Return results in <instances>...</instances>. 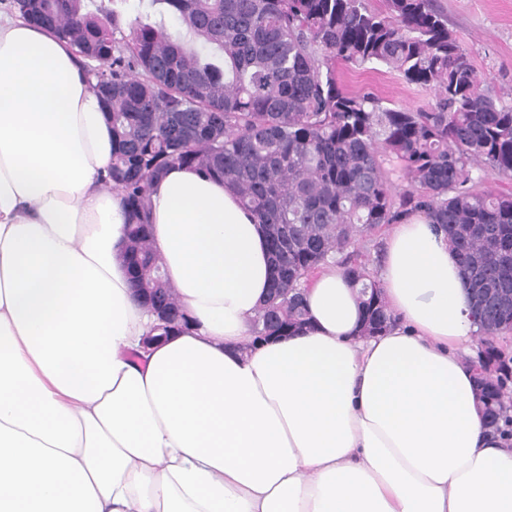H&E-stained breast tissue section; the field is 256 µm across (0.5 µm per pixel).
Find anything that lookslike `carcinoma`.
I'll return each instance as SVG.
<instances>
[{
    "mask_svg": "<svg viewBox=\"0 0 512 512\" xmlns=\"http://www.w3.org/2000/svg\"><path fill=\"white\" fill-rule=\"evenodd\" d=\"M222 64L138 19L83 0H4L46 25L84 59L90 88L112 121L105 184L129 209L125 252L141 295L186 323L150 245L149 194L172 165L224 178L269 232L276 276L254 319L256 336L307 317L304 280L334 261L360 285L361 333L393 318L368 267L354 258L382 224L422 213L460 257L478 326L483 419L512 437V366L493 339L512 328V193L474 188L512 179V101L480 88L470 55L434 0H160ZM385 67L428 88L425 108H396L349 91L337 66ZM407 183L392 193L393 178Z\"/></svg>",
    "mask_w": 512,
    "mask_h": 512,
    "instance_id": "cac0c4a2",
    "label": "carcinoma"
}]
</instances>
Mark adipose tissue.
<instances>
[{
  "label": "adipose tissue",
  "mask_w": 512,
  "mask_h": 512,
  "mask_svg": "<svg viewBox=\"0 0 512 512\" xmlns=\"http://www.w3.org/2000/svg\"><path fill=\"white\" fill-rule=\"evenodd\" d=\"M111 161L69 43L0 15V512H512V443L460 355L477 328L444 230L414 213L388 235L387 332L361 335L330 265L304 325L259 342L260 225L222 179L168 167L152 245L189 325L146 346Z\"/></svg>",
  "instance_id": "ef3b65f1"
}]
</instances>
